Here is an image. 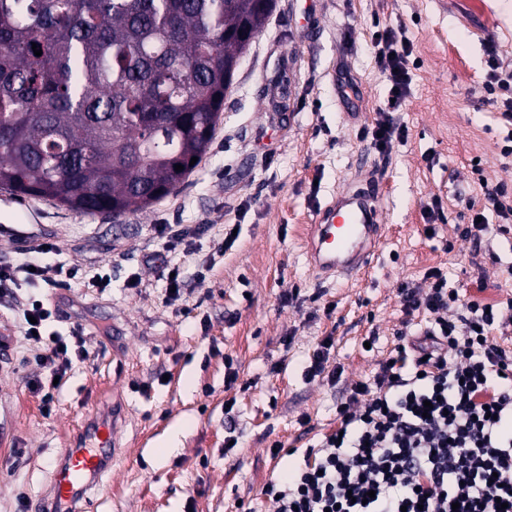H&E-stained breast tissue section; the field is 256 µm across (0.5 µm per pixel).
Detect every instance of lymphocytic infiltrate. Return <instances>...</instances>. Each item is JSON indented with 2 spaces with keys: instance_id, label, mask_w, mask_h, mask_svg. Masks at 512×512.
Instances as JSON below:
<instances>
[{
  "instance_id": "obj_1",
  "label": "lymphocytic infiltrate",
  "mask_w": 512,
  "mask_h": 512,
  "mask_svg": "<svg viewBox=\"0 0 512 512\" xmlns=\"http://www.w3.org/2000/svg\"><path fill=\"white\" fill-rule=\"evenodd\" d=\"M372 46L390 98L403 103L409 41L386 28L373 33ZM427 278L428 287L399 288V342L372 380L337 401L335 430L285 480L266 485L275 512H512V349L498 342L512 331V300L463 302L442 271ZM111 280L62 262L0 265V301L21 313V333L42 371L32 386L44 405L89 347L81 324L47 332L52 309L20 300L18 288L79 283L102 292ZM419 312L425 324L416 329Z\"/></svg>"
}]
</instances>
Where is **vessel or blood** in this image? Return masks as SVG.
<instances>
[{
  "instance_id": "b4317fda",
  "label": "vessel or blood",
  "mask_w": 512,
  "mask_h": 512,
  "mask_svg": "<svg viewBox=\"0 0 512 512\" xmlns=\"http://www.w3.org/2000/svg\"><path fill=\"white\" fill-rule=\"evenodd\" d=\"M382 191L367 187L340 195L320 211L310 236V258L324 275L365 274L378 250ZM118 419L100 418L82 424L73 445L64 449L47 496L29 512H83L82 501L100 486L119 452Z\"/></svg>"
}]
</instances>
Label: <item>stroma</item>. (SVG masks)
Listing matches in <instances>:
<instances>
[{
	"label": "stroma",
	"mask_w": 512,
	"mask_h": 512,
	"mask_svg": "<svg viewBox=\"0 0 512 512\" xmlns=\"http://www.w3.org/2000/svg\"><path fill=\"white\" fill-rule=\"evenodd\" d=\"M405 34L415 61L410 94L397 116L407 138L384 154L366 136L387 103L389 83L372 47L374 31ZM512 71V5L505 0H276L224 100L212 146L178 191L119 218L79 214L0 190V225L21 224L27 239H0V264L20 259L29 239L50 241L86 271L109 267L110 288L45 284L25 298L56 307L50 330L81 323L92 347L74 363L44 409L30 384L40 369L18 332L20 314L0 302L8 360L0 368V512H19L51 482L76 425L125 408L121 455L86 512H274L262 493L302 465L306 448L336 427L341 388L367 380L390 357L403 318L398 289L433 269L488 301L512 298V240L494 256L461 236L485 204V185L512 190L501 148L508 133L485 85L491 62ZM359 94L346 104L342 72ZM382 179L385 232L368 276H321L306 240L317 213L337 194ZM439 199L440 209L424 208ZM161 224L200 233L172 260L186 280L180 306L165 301ZM235 242L214 250L225 226ZM214 258L205 279L201 262ZM293 304H286V296ZM125 350L113 353V337ZM374 345H367V338ZM332 347L338 383L304 370L322 340ZM239 372L228 384L225 359ZM235 448H227L228 438ZM173 447L159 455L161 441ZM283 446L271 456L273 443Z\"/></svg>",
	"instance_id": "stroma-1"
}]
</instances>
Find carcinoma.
<instances>
[{"label":"carcinoma","instance_id":"cac0c4a2","mask_svg":"<svg viewBox=\"0 0 512 512\" xmlns=\"http://www.w3.org/2000/svg\"><path fill=\"white\" fill-rule=\"evenodd\" d=\"M274 7L0 0V189L114 217L171 195Z\"/></svg>","mask_w":512,"mask_h":512}]
</instances>
